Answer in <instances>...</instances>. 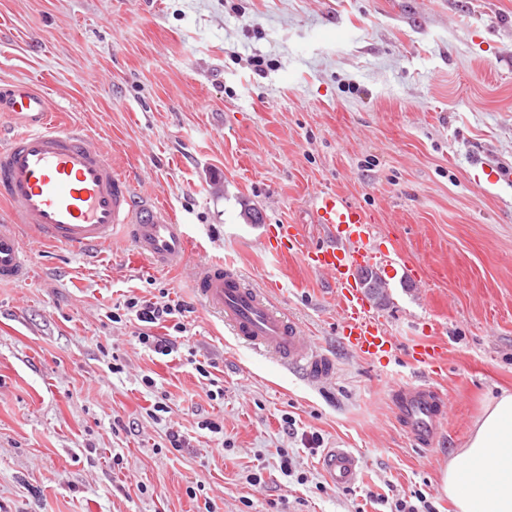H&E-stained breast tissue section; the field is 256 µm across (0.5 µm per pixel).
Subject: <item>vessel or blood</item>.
I'll use <instances>...</instances> for the list:
<instances>
[{"label":"vessel or blood","instance_id":"obj_1","mask_svg":"<svg viewBox=\"0 0 512 512\" xmlns=\"http://www.w3.org/2000/svg\"><path fill=\"white\" fill-rule=\"evenodd\" d=\"M0 101L25 122L24 130L0 142V200L8 204L14 219L13 224L0 225V283H20L29 274L28 254L16 231L20 225L41 242L83 252L111 245L121 228L137 254L156 265L186 262L188 233L116 173L106 144L80 129L51 122L50 99L30 87L11 86L0 94ZM308 210L313 223L324 226L326 241L305 245L294 224L274 225L272 235L335 289L343 347L371 359L392 353L395 339L375 314L361 283L364 271L392 264L388 253L372 244L369 215L329 191L311 194ZM193 278L205 305L238 339L279 356L308 379L332 375L330 359L311 346L297 323L275 311L265 294L246 287L230 266L211 261L198 266ZM396 408L410 434L423 442L435 438L443 411L437 390L426 384L411 386L399 392ZM322 467L341 487L354 485L361 472L358 457L347 448L327 449Z\"/></svg>","mask_w":512,"mask_h":512}]
</instances>
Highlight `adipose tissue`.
Listing matches in <instances>:
<instances>
[{
	"label": "adipose tissue",
	"instance_id": "1",
	"mask_svg": "<svg viewBox=\"0 0 512 512\" xmlns=\"http://www.w3.org/2000/svg\"><path fill=\"white\" fill-rule=\"evenodd\" d=\"M448 512H512V392L489 399L442 469Z\"/></svg>",
	"mask_w": 512,
	"mask_h": 512
}]
</instances>
